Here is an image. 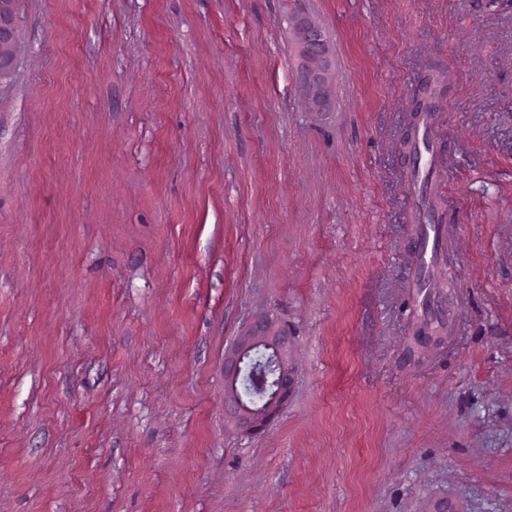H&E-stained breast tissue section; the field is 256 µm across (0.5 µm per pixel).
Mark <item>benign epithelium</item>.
Wrapping results in <instances>:
<instances>
[{"mask_svg":"<svg viewBox=\"0 0 512 512\" xmlns=\"http://www.w3.org/2000/svg\"><path fill=\"white\" fill-rule=\"evenodd\" d=\"M13 3L14 0H0V78L9 73L13 63L16 33ZM292 34L300 57L297 78L308 107L313 112H327L330 109L327 41L319 27L301 16L295 17ZM260 347L269 351L277 372L270 383L263 376L255 377L260 388L270 389V395L266 403L253 407L244 402L238 384L247 358ZM293 348L294 337L288 335V329L272 317L262 315L241 330L224 351V411L239 432L253 435L265 430L287 405L295 383Z\"/></svg>","mask_w":512,"mask_h":512,"instance_id":"benign-epithelium-1","label":"benign epithelium"}]
</instances>
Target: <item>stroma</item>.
Here are the masks:
<instances>
[{
	"label": "stroma",
	"instance_id": "1",
	"mask_svg": "<svg viewBox=\"0 0 512 512\" xmlns=\"http://www.w3.org/2000/svg\"><path fill=\"white\" fill-rule=\"evenodd\" d=\"M0 512H512V0H14ZM331 51L328 112L291 22ZM430 150L403 140L429 73ZM428 194L444 344L408 357ZM295 385L247 436L224 350ZM292 34L301 60L297 78L308 107L313 112H327L330 109L327 41L319 27L301 16L295 17ZM270 353L277 372L270 386L268 401L259 407L246 404L239 392L250 353L257 348ZM294 336L270 316L250 322L224 351V411L235 429L245 435L264 431L278 417L290 399L295 383Z\"/></svg>",
	"mask_w": 512,
	"mask_h": 512
}]
</instances>
